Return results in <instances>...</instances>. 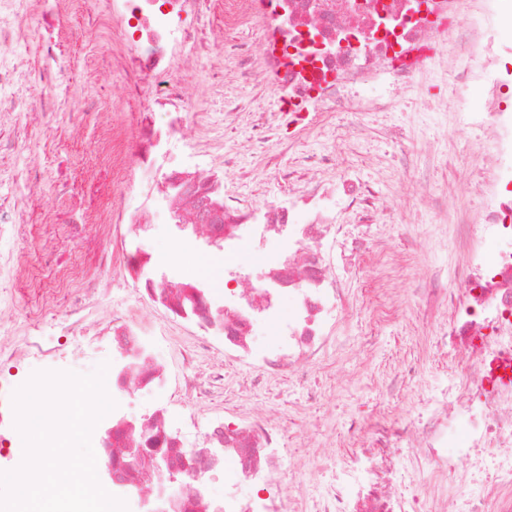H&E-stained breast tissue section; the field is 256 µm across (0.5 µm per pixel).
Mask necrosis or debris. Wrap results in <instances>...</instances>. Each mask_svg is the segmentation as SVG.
<instances>
[{
  "instance_id": "4bbe7bcc",
  "label": "necrosis or debris",
  "mask_w": 512,
  "mask_h": 512,
  "mask_svg": "<svg viewBox=\"0 0 512 512\" xmlns=\"http://www.w3.org/2000/svg\"><path fill=\"white\" fill-rule=\"evenodd\" d=\"M66 0H0V125L43 132L72 122L75 113L60 91L65 80L57 66L56 40H45L41 26L59 13ZM232 20H255L262 31L257 46L205 48L206 89L223 97L232 69L248 68L262 86L282 91L277 109L253 107L259 141L269 142L271 174L282 173L279 160L288 147L268 140L272 126L301 132L321 112H387V97L363 91L391 83L401 99L416 95L413 77L436 71L454 91L483 82L488 102L476 125L489 151L474 193L486 203L478 222L494 242L492 251L473 253L462 282L466 304L441 288L442 272L431 278L422 301L427 308L447 305L450 326L442 345L460 357L446 383L424 396L413 418L403 423L345 424L342 458L320 464L297 456L295 471L309 477L303 497L285 491L280 453L282 436L267 413L251 404L261 381L286 380L312 389L309 373L328 349L350 353L359 343L350 336H328L333 316H344L351 299L327 253L330 239L345 236L338 209L364 224H390L392 213L380 206L376 188L345 176L331 185L316 172L334 154L309 155L301 171L286 173L288 197L263 192L241 200L224 194L210 170L170 167L158 176L157 163L177 129L156 124L154 114L194 112L185 93L196 62L185 55L212 9V0H98L93 21L110 28L120 16L131 30L130 49L107 55L111 68L131 76L128 92L138 104L137 134L124 141L112 126L102 129L101 146L112 164L140 171L142 199L124 206L130 230L163 224L173 248L221 246L224 285L207 280L146 277L154 266L151 252L126 250L121 266L143 273L141 304L164 308L175 320L191 322L208 336L220 337L226 354L246 357L254 373L239 383L240 408L231 423H214L196 447L184 439L161 403L168 390L182 402L201 403L217 396L224 374L195 369L197 348L184 351L182 374L170 384L165 363L147 339L139 306L103 320L98 316L112 288L103 284L81 291L80 305L68 315H52L49 329L27 331L20 344L0 343V363L30 360L56 366L83 343L112 346L105 385L117 407L94 429L98 459L116 469L104 489L123 498L129 512H512V192L499 188V177L512 171V112L500 109L498 93L507 79L498 65L512 56V45L497 42L499 24L512 18V0H240ZM36 41L39 57L19 56L18 46ZM260 67H251L252 57ZM40 76L38 97L27 85ZM24 182L25 191L0 196V240L16 235L39 177L33 172L0 170V182ZM284 236L281 250L252 249L242 261L239 248L249 239ZM293 301L279 307L281 296ZM150 391L159 403L147 414L124 405L127 395ZM176 481H169L168 473ZM224 479L223 496H213L211 477Z\"/></svg>"
}]
</instances>
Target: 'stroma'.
<instances>
[{
  "label": "stroma",
  "instance_id": "stroma-1",
  "mask_svg": "<svg viewBox=\"0 0 512 512\" xmlns=\"http://www.w3.org/2000/svg\"><path fill=\"white\" fill-rule=\"evenodd\" d=\"M92 3L74 0L71 6L72 29L61 48L62 54L75 62L69 95L76 111L110 113L113 125L130 132L134 129L136 105L126 92L127 76L119 70H106L102 63L110 50H126L124 24L113 20L108 38L84 26L82 17ZM486 96L483 86H469L457 112H425L412 100L388 112H363L355 119L338 112L293 139L283 165L294 164L304 153L333 152L336 164L321 172V180L331 182L345 172L376 185L382 203L392 208L396 221L361 224L351 212H343L339 221L348 225L349 238L331 247L335 254L349 252L355 237L390 242L386 250L368 252L360 267L337 266L336 273L348 288L354 308L339 325L327 328L328 333L342 336H379L377 348L370 352L360 348L342 357L328 350L317 372L325 390L317 405H308L301 387L285 382L262 384L252 395L253 405L269 409L276 423L287 429L284 446L289 457L316 450L325 437L335 448H342L341 429L352 417L371 423L404 421L419 404L421 383L447 378L449 362L438 349L436 338L448 322V310L441 305L424 313L419 291L427 287L432 271L439 268L443 271V287L455 294L458 302L466 300L458 288L468 253L458 238L457 220L475 217L480 207L479 200L466 190L483 166L478 133L470 127L468 115L483 110ZM251 124L250 113H237L230 120L222 102L207 101L195 120L186 123L185 135L174 143L173 153L223 172L225 194L248 196L253 188L250 175L261 172L267 162L264 153L247 146ZM98 138L96 127L83 121L34 139L25 153L26 166L45 172L46 179L34 191L25 230L10 248L16 261L34 264L44 287H53L56 268L74 262L84 266L87 280L100 278L94 246L98 228L78 223L82 213L111 210L112 253H119L127 235L120 204L134 202L137 171L130 164L123 174L114 173L111 157L97 148ZM228 155L234 164L226 168L222 162ZM408 167L416 170L432 197L447 199V219H440L437 211L409 205L414 187L404 178ZM47 236L54 237L55 249L43 258L38 247ZM15 287L13 305L0 303V331L8 333L13 342L20 341L29 330L40 306L30 280H20ZM385 288L396 292V312L387 321H372L368 310L378 305ZM145 315L146 330L155 338L161 359L171 375H178L183 350L195 342L193 329L171 322L159 308L146 310ZM407 362L414 363L418 371L416 381L411 383L400 376ZM218 366L224 369L222 395L186 406L177 418L188 441L201 435L210 417L238 412L229 399L248 365L225 361L220 353L203 355L196 364L204 374ZM305 419L320 423L321 433L303 434L301 422Z\"/></svg>",
  "mask_w": 512,
  "mask_h": 512
}]
</instances>
